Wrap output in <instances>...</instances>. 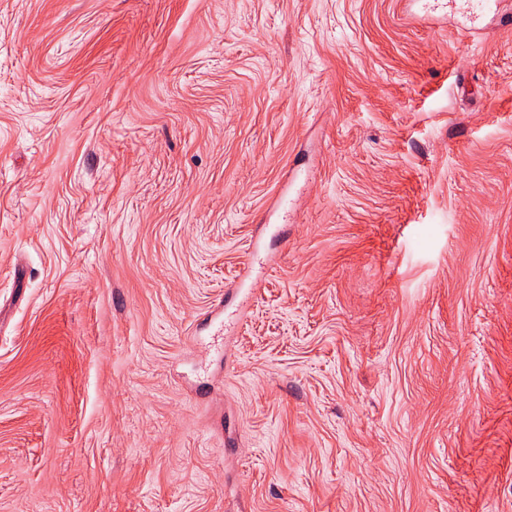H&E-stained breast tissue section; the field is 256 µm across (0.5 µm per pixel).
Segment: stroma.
I'll return each mask as SVG.
<instances>
[{
	"mask_svg": "<svg viewBox=\"0 0 512 512\" xmlns=\"http://www.w3.org/2000/svg\"><path fill=\"white\" fill-rule=\"evenodd\" d=\"M0 0V512H512V0Z\"/></svg>",
	"mask_w": 512,
	"mask_h": 512,
	"instance_id": "stroma-1",
	"label": "stroma"
}]
</instances>
